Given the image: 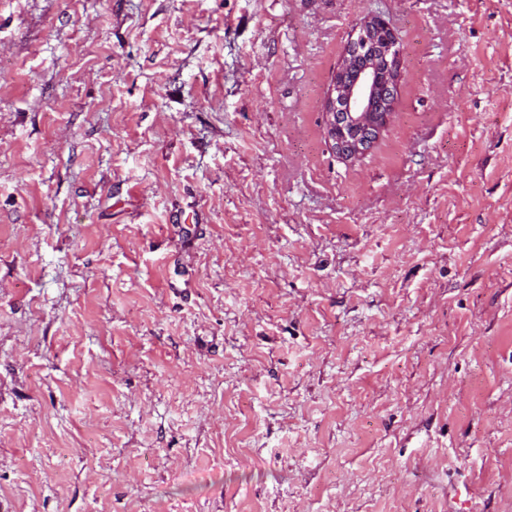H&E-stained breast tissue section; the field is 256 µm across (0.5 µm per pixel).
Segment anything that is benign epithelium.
Wrapping results in <instances>:
<instances>
[{"label":"benign epithelium","mask_w":512,"mask_h":512,"mask_svg":"<svg viewBox=\"0 0 512 512\" xmlns=\"http://www.w3.org/2000/svg\"><path fill=\"white\" fill-rule=\"evenodd\" d=\"M402 59L395 32L382 17L369 15L355 28L324 107L327 135L341 158L365 154L390 121Z\"/></svg>","instance_id":"benign-epithelium-1"}]
</instances>
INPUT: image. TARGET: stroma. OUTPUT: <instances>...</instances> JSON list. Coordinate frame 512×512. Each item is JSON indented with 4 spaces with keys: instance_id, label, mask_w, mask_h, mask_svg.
I'll return each instance as SVG.
<instances>
[{
    "instance_id": "1",
    "label": "stroma",
    "mask_w": 512,
    "mask_h": 512,
    "mask_svg": "<svg viewBox=\"0 0 512 512\" xmlns=\"http://www.w3.org/2000/svg\"><path fill=\"white\" fill-rule=\"evenodd\" d=\"M0 512H512V0H0ZM354 33L332 77L323 112L328 138L346 160L365 154L379 138L392 117L402 77V49L385 19L366 16Z\"/></svg>"
}]
</instances>
